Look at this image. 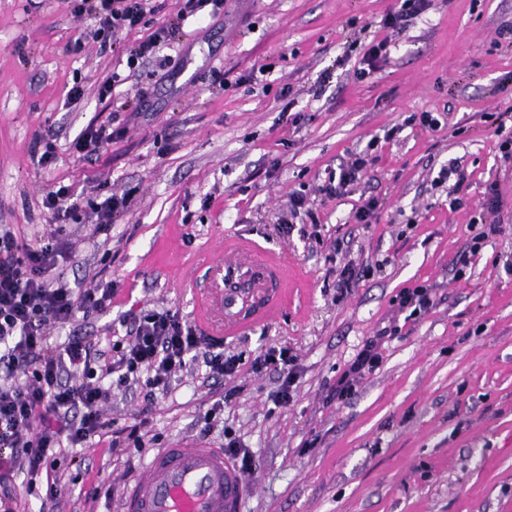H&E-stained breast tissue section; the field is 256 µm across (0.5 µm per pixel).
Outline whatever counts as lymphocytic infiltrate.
Returning <instances> with one entry per match:
<instances>
[{
    "label": "lymphocytic infiltrate",
    "instance_id": "obj_1",
    "mask_svg": "<svg viewBox=\"0 0 512 512\" xmlns=\"http://www.w3.org/2000/svg\"><path fill=\"white\" fill-rule=\"evenodd\" d=\"M72 11L98 22L94 38L123 44L128 68L153 57L162 43L176 38L185 22L202 10L218 16L224 0H178L174 21L159 24L148 39L127 41L151 14L150 0H70ZM57 224L35 246L18 242L13 225H0V512H15L14 481L54 468L52 455L62 444L77 446L105 433L103 408L112 400L109 377L126 384L146 375V400L167 392L172 379L189 362L202 360L205 380L234 375L235 357L206 349L205 337L176 314L163 311L128 313L125 334L103 360L96 338L72 335L58 341L54 332L72 324L77 314L110 307L114 282L72 288L51 270L69 262L71 247L60 227L79 207L71 186L58 185L44 199ZM260 369L278 374L273 393L288 405L298 378L296 358L285 348L269 349L256 359Z\"/></svg>",
    "mask_w": 512,
    "mask_h": 512
}]
</instances>
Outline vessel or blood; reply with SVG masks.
Returning <instances> with one entry per match:
<instances>
[{"mask_svg": "<svg viewBox=\"0 0 512 512\" xmlns=\"http://www.w3.org/2000/svg\"><path fill=\"white\" fill-rule=\"evenodd\" d=\"M253 276L242 288L249 297L258 281L276 282L277 263L255 253L249 262L228 261L224 275ZM246 479L222 450L178 443L161 449L145 466L143 477L127 492L124 512H244Z\"/></svg>", "mask_w": 512, "mask_h": 512, "instance_id": "obj_1", "label": "vessel or blood"}]
</instances>
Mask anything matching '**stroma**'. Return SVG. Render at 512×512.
I'll list each match as a JSON object with an SVG mask.
<instances>
[{"label": "stroma", "mask_w": 512, "mask_h": 512, "mask_svg": "<svg viewBox=\"0 0 512 512\" xmlns=\"http://www.w3.org/2000/svg\"><path fill=\"white\" fill-rule=\"evenodd\" d=\"M399 0H226L200 13L179 40L136 71L121 51L69 49L93 17L67 0H0V224L27 241L49 231L43 205L56 185L94 201L132 191L130 211L95 232L85 214L63 225L73 245L72 287L116 281L112 306L73 329L111 348L127 311L170 309L211 328L203 296L223 305L224 272L242 242L282 264L281 299L261 320L225 336L234 378L203 386L199 371L144 410L145 385L114 397L113 427L147 411L153 441L111 450L110 436L63 449L54 471L20 474V512H120L125 485L158 449L239 438L255 453L244 512H512V159L485 116L512 113V0H431L404 31L381 26ZM390 53L360 75L371 43ZM111 96L99 87L113 73ZM84 97L76 109L74 85ZM290 97H283L282 88ZM430 112L435 131L413 115ZM123 129L88 157L72 142L88 125ZM57 158L34 165L35 135ZM366 172L341 197L322 187L350 154ZM497 203H490L488 186ZM459 206H451L450 191ZM304 195L323 245L278 224ZM372 223L352 218L364 198ZM499 225L479 253L475 222ZM362 267L347 294L336 269ZM432 286L435 306L408 319L396 297ZM70 329V330H73ZM70 330L61 329V336ZM382 360L344 400L330 394L368 341ZM288 347L299 378L290 405L270 397L273 372H254L260 350ZM225 401L224 423L200 439L204 415Z\"/></svg>", "instance_id": "1"}]
</instances>
